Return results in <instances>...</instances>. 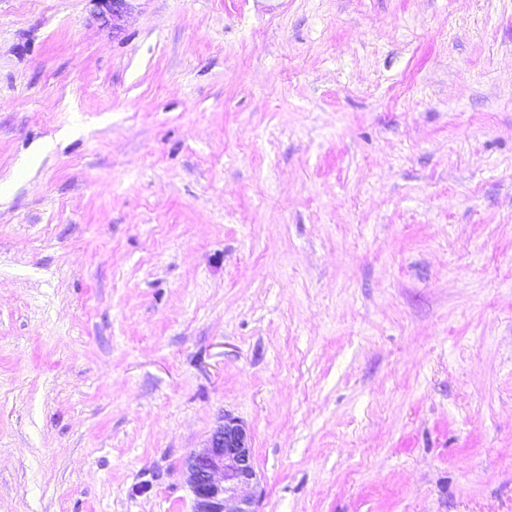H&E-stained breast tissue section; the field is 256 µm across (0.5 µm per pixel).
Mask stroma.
Wrapping results in <instances>:
<instances>
[{"label":"stroma","instance_id":"stroma-1","mask_svg":"<svg viewBox=\"0 0 512 512\" xmlns=\"http://www.w3.org/2000/svg\"><path fill=\"white\" fill-rule=\"evenodd\" d=\"M512 512V0H0V512ZM184 474L193 495L192 512H258L262 492L250 435L237 418L224 415L206 447L188 457Z\"/></svg>","mask_w":512,"mask_h":512}]
</instances>
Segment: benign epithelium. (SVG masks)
Masks as SVG:
<instances>
[{
	"mask_svg": "<svg viewBox=\"0 0 512 512\" xmlns=\"http://www.w3.org/2000/svg\"><path fill=\"white\" fill-rule=\"evenodd\" d=\"M185 480L193 495L192 512H258L261 492L244 423L224 416L206 447L188 457Z\"/></svg>",
	"mask_w": 512,
	"mask_h": 512,
	"instance_id": "7a95c632",
	"label": "benign epithelium"
}]
</instances>
